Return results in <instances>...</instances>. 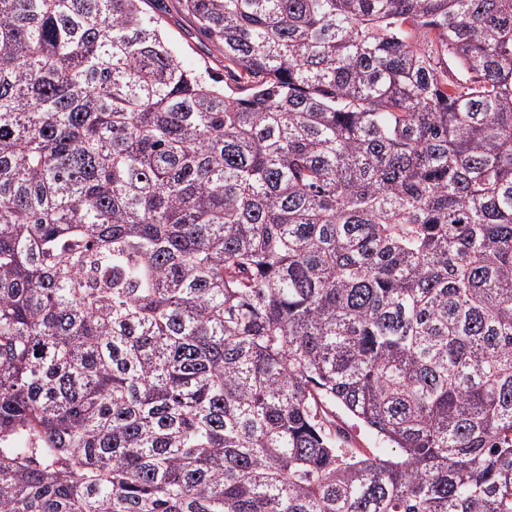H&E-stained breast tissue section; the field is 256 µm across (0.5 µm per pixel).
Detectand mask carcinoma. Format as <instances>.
<instances>
[{"mask_svg": "<svg viewBox=\"0 0 512 512\" xmlns=\"http://www.w3.org/2000/svg\"><path fill=\"white\" fill-rule=\"evenodd\" d=\"M145 2L0 0V512H512V0ZM146 8L160 16L172 47L178 52L186 68L192 69L206 63L224 78V63L213 57L210 42L200 31L192 15L182 8L181 1L159 0Z\"/></svg>", "mask_w": 512, "mask_h": 512, "instance_id": "1", "label": "carcinoma"}]
</instances>
